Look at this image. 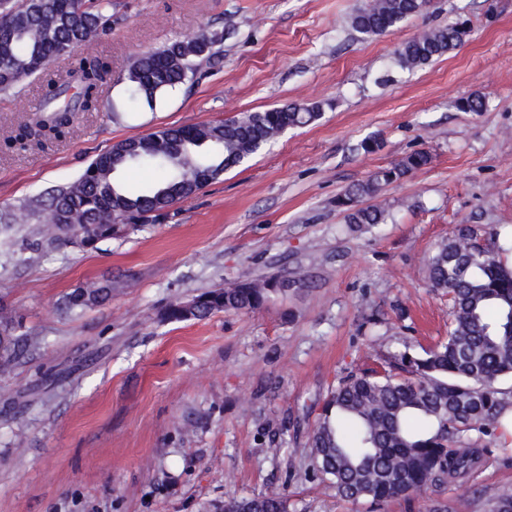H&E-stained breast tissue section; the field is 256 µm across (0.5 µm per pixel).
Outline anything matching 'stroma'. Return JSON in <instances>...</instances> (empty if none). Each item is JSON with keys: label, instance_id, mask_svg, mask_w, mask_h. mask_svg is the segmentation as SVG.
I'll return each instance as SVG.
<instances>
[{"label": "stroma", "instance_id": "1", "mask_svg": "<svg viewBox=\"0 0 512 512\" xmlns=\"http://www.w3.org/2000/svg\"><path fill=\"white\" fill-rule=\"evenodd\" d=\"M364 2L112 0L111 34L75 50L108 64L99 109L39 149L3 142L34 118L44 83L0 93V212L16 214L125 138L324 105L164 223L0 268V306L45 339L0 378V512H220L282 485L289 512H481L485 491L512 486V451L495 436L477 439L473 474L410 501H343L306 472L307 434L341 376L402 341L447 336L450 303L426 284L433 245L459 224L512 234V0H431L358 42L348 19ZM458 20L472 27L463 45L411 72L396 65L412 34ZM214 33L223 39L193 78L155 107L127 108L139 55ZM474 93L488 109L460 111ZM418 149L430 164L376 197L388 223L349 231L337 195ZM245 275L297 286L248 314L162 319L169 302ZM105 280L109 302L61 311L64 295Z\"/></svg>", "mask_w": 512, "mask_h": 512}]
</instances>
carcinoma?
<instances>
[{
	"instance_id": "carcinoma-1",
	"label": "carcinoma",
	"mask_w": 512,
	"mask_h": 512,
	"mask_svg": "<svg viewBox=\"0 0 512 512\" xmlns=\"http://www.w3.org/2000/svg\"><path fill=\"white\" fill-rule=\"evenodd\" d=\"M429 0H367L349 16L356 39L399 29L425 11ZM112 0H0V92L44 72L52 59L100 38L112 24ZM465 23L423 29L403 41L398 65L423 68L461 46ZM216 35L175 41L143 53L130 67L128 104L153 106L162 94L194 76L214 56ZM108 67L97 59L71 62L65 75L46 79L43 115L18 128L8 147L42 145L70 133L74 114L94 112ZM482 94L463 98L458 109L482 112ZM322 104L292 102L239 118L191 126H171L146 137H130L97 155L74 182L50 194L48 204L29 208L36 223L18 244L19 253L43 252L74 244L84 250L145 224L167 218L166 210L191 197L225 171L260 152L286 130L308 125ZM431 156L415 151L336 198L349 228L386 223L388 209L369 200L383 186L426 167ZM148 169L155 178L136 184L129 173ZM495 234L480 239L468 224L435 243L427 261V285L451 301L448 336L417 352L403 349L383 359L380 369L339 378L318 413L308 438L307 470L339 498L373 505L423 495L448 479L471 474L479 449L467 446L472 433H495L512 394L500 387L512 379V268L500 259ZM288 293L269 279L244 278L231 288L199 295L197 318L215 312H254ZM112 299V282H93L66 294L62 309L82 312ZM14 317L0 309V375L41 351V336L19 334ZM224 512H289L284 487L232 498ZM484 512H512V487L485 494Z\"/></svg>"
}]
</instances>
